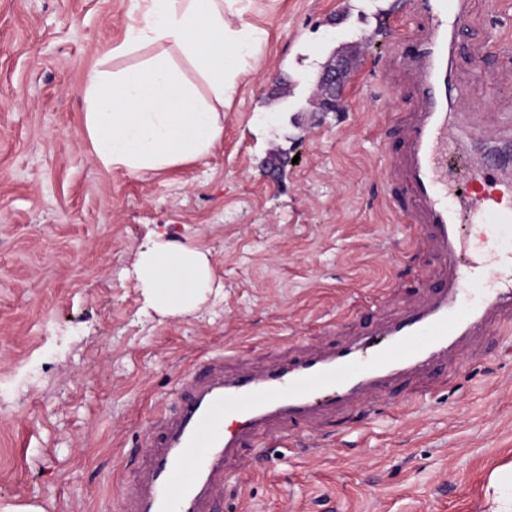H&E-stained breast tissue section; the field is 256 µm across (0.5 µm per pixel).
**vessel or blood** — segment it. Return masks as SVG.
Returning a JSON list of instances; mask_svg holds the SVG:
<instances>
[{
	"label": "vessel or blood",
	"instance_id": "vessel-or-blood-1",
	"mask_svg": "<svg viewBox=\"0 0 512 512\" xmlns=\"http://www.w3.org/2000/svg\"><path fill=\"white\" fill-rule=\"evenodd\" d=\"M467 2L410 0L411 27L394 51L409 83L386 90L411 103L383 161L388 180L407 189L393 206L435 260L421 274L425 298L393 313L375 341L304 352L257 375L225 378L220 356L187 373L156 422L143 469L124 488V512H213L224 465L247 435L307 419L323 402L362 404L512 321V135L485 148L483 128H463L471 102L453 67L469 37Z\"/></svg>",
	"mask_w": 512,
	"mask_h": 512
}]
</instances>
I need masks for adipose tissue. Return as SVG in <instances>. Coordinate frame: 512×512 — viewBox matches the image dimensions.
<instances>
[{
  "mask_svg": "<svg viewBox=\"0 0 512 512\" xmlns=\"http://www.w3.org/2000/svg\"><path fill=\"white\" fill-rule=\"evenodd\" d=\"M130 22L112 56L146 44H167L205 80L210 102L163 55L136 69L86 77L90 110L85 128L104 168L147 173L207 156L224 134L214 110L228 82L246 71L260 36L226 17L224 0H130ZM137 279L152 305L169 314L191 311L214 286L208 256L196 249L155 243L140 251Z\"/></svg>",
  "mask_w": 512,
  "mask_h": 512,
  "instance_id": "obj_1",
  "label": "adipose tissue"
}]
</instances>
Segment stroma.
<instances>
[{"label": "stroma", "mask_w": 512, "mask_h": 512, "mask_svg": "<svg viewBox=\"0 0 512 512\" xmlns=\"http://www.w3.org/2000/svg\"><path fill=\"white\" fill-rule=\"evenodd\" d=\"M261 39L228 91L203 159L148 174L104 169L84 125L92 70L113 57L129 0H0V500L120 512L151 424L180 379L220 354L259 372L358 337L422 294L410 218L388 206L381 145L407 100L393 44L403 0H239ZM454 68L477 111L512 113V9L469 0ZM344 109L284 113L332 52L355 53ZM292 156L275 166L279 154ZM208 254L220 292L155 309L134 272L151 240ZM230 461L221 512H487L512 462V327L359 409L276 425Z\"/></svg>", "instance_id": "1"}]
</instances>
